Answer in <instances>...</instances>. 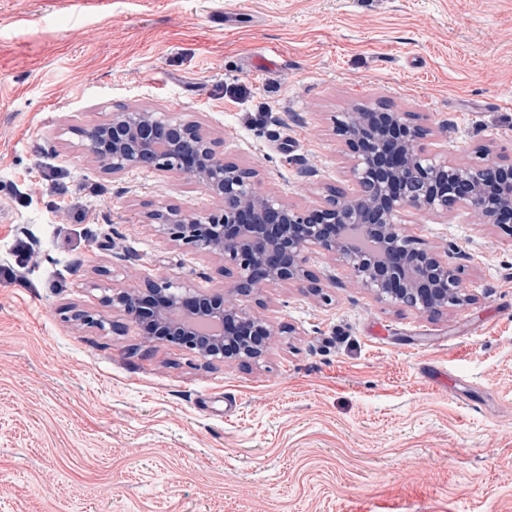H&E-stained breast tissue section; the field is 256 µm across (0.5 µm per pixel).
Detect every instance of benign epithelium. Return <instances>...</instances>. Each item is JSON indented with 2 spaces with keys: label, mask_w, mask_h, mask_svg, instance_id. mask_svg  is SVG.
Here are the masks:
<instances>
[{
  "label": "benign epithelium",
  "mask_w": 512,
  "mask_h": 512,
  "mask_svg": "<svg viewBox=\"0 0 512 512\" xmlns=\"http://www.w3.org/2000/svg\"><path fill=\"white\" fill-rule=\"evenodd\" d=\"M336 128L352 149L357 191L332 188L319 204L296 208L264 192L256 171L224 157V141L190 120L123 107L78 130L84 153L118 176L170 172L214 201L204 212L152 204L144 223L156 235L223 262L227 289L204 293L176 276L114 289L106 302L134 322L145 343L184 348L207 362L248 365L274 336L237 298L273 283L321 294L307 266L312 248L343 263L362 288L391 304L440 315L471 301L449 253L417 245L399 222L406 209L446 214L472 208L486 224H512V161L469 166L437 159L420 140L431 134L411 112H344Z\"/></svg>",
  "instance_id": "1"
}]
</instances>
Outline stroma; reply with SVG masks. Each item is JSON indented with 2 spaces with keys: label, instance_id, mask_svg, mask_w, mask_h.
Here are the masks:
<instances>
[{
  "label": "stroma",
  "instance_id": "obj_1",
  "mask_svg": "<svg viewBox=\"0 0 512 512\" xmlns=\"http://www.w3.org/2000/svg\"><path fill=\"white\" fill-rule=\"evenodd\" d=\"M377 104L439 158L512 159V0H0V265L33 250L0 282V512H512V231L470 209L401 215L462 256L473 301L439 316L313 250L321 295L240 298L276 328L250 366L72 319H119L102 298L134 281L224 287L143 222L204 190L111 176L77 129L123 105L198 122L307 208L356 191L336 120Z\"/></svg>",
  "mask_w": 512,
  "mask_h": 512
}]
</instances>
